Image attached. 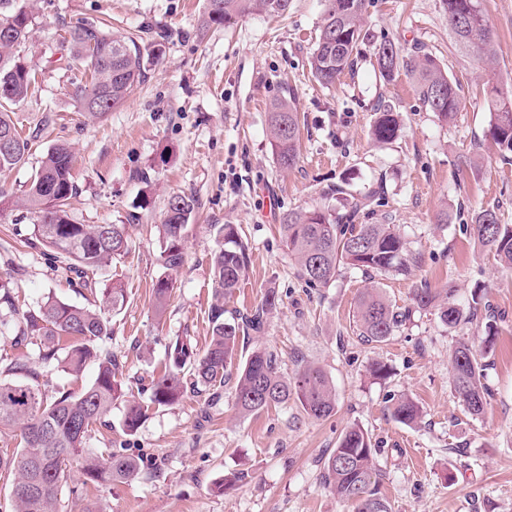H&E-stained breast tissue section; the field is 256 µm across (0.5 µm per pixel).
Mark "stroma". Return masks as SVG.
<instances>
[{
	"instance_id": "stroma-1",
	"label": "stroma",
	"mask_w": 512,
	"mask_h": 512,
	"mask_svg": "<svg viewBox=\"0 0 512 512\" xmlns=\"http://www.w3.org/2000/svg\"><path fill=\"white\" fill-rule=\"evenodd\" d=\"M206 0H36L37 25L21 49L36 74L27 98L13 105L22 134L37 133L26 163L0 182L27 185L41 157L59 142L73 153L78 195L73 217L82 224H128L130 251L96 279L122 280L123 309L112 315L103 349L120 361L126 394L149 399L148 386L165 359L170 337L204 348L212 303L211 227L236 224L250 257L246 276L224 305L249 313L267 288L281 301L263 335H246L238 357L257 345L278 354L285 372L315 363L336 389V412L315 420L296 403L243 416L231 387L186 391L175 404L152 406L134 434L122 431L116 402L87 439L91 448H121L141 462L139 474L90 485L65 512H352L323 479V461L344 427L356 424L379 448L381 493L392 512H512V270L473 238L475 210L496 208L512 224V153L487 136L488 84L512 86V0H482L495 33L494 67L458 53L448 36L443 0H367L370 40H393L405 53L422 46L461 86L453 124L425 109L407 72L380 82L370 60L331 86L312 75L310 56L325 0H292L280 17L249 15L229 26L198 30ZM111 21L145 46L146 77L128 100L99 120L85 117L77 88L80 67L61 57L69 30L85 19ZM170 37L161 54L149 46L154 29ZM294 92L300 157L281 171L268 137L270 103ZM400 112L403 130L373 145L369 132L381 102ZM474 155V169L458 167ZM383 184L375 221L402 225L425 261L408 277L374 283L398 306L409 305L421 281L455 289L467 304L481 289L496 315L494 353L485 382L492 397L483 415H470L448 371L455 345L480 349L479 324L448 327L438 316L415 314L386 342H364L353 324L356 298L367 283L343 271L330 287L299 281L283 249L282 213L323 203L336 186L367 192ZM182 192L197 201L184 243L183 266L162 319L152 311V286L163 274L158 226L167 199ZM30 220L0 208V277L10 279L19 309L53 295L80 304L76 276L56 253L26 245ZM388 365L374 379L373 362ZM422 409L418 425L393 420L401 397Z\"/></svg>"
}]
</instances>
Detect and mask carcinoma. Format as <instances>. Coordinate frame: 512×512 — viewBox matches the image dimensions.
Masks as SVG:
<instances>
[{
	"label": "carcinoma",
	"mask_w": 512,
	"mask_h": 512,
	"mask_svg": "<svg viewBox=\"0 0 512 512\" xmlns=\"http://www.w3.org/2000/svg\"><path fill=\"white\" fill-rule=\"evenodd\" d=\"M320 34L310 59L314 77L325 86L354 70L366 44L363 29L365 0H326ZM291 0H206L202 28L228 25L253 14L282 15ZM448 10V35L455 49L466 55L490 58L494 52L493 33L481 0H444ZM33 4L29 0H0V136L15 137V148L0 150V175L25 162L32 136L23 137L7 106L24 99L34 82L32 69L22 60L20 48L35 26ZM70 59L79 62L88 74L78 87L83 111L91 117L103 116L122 105L134 87L145 78L143 50L134 36L110 34L102 21H87L69 33ZM380 77L394 80L400 70L409 72L417 83L426 109L445 123L455 120L461 108L459 84L451 79L432 54H403L391 40L374 47ZM488 135L502 150L512 152V89L491 87L488 98ZM268 125L272 153L280 168L293 167L299 156V123L294 93L271 103ZM402 129L399 113L389 104L378 106L371 128L377 143L394 140ZM70 147L57 144L42 158L27 189L14 196L0 186V206L14 205L24 210L32 223L28 244L56 250L70 262L81 286L97 308L66 303L46 296L36 306L18 312V297L9 283L0 279V321L20 315L14 345L37 347L38 361L54 364L74 378L82 376L86 365L97 364L94 379L77 391L62 390L50 396L40 384V373L28 360L0 359V435L16 433V448L0 451V471L13 476L10 492L12 512H63L60 493L68 482L69 467L77 463L83 479L72 484L69 493L82 498L88 484L112 483L138 475L140 464L134 457L114 449L106 454L86 447L94 422L112 410L124 396L116 379L117 356L99 347L112 333L106 311L123 308L126 296L122 284L102 285L89 280L88 273L110 265L129 253L128 225L78 224L70 216L77 186L72 176ZM383 199L382 187L350 196L340 213L328 206L291 210L280 218V231L288 257L301 282L308 288H327L343 270L357 269L376 276H408L421 265L422 254L410 247V240L398 224H370L374 205ZM195 201L184 194L168 198L159 225L160 261L165 269L153 287V309L162 318L171 299L173 273L183 265L184 232L192 217ZM477 243L494 252L501 265L512 268V225L500 222L493 209H481L471 217ZM213 232L221 240L212 257L214 303L209 314L210 336L203 350L190 341L173 337L166 360L150 382V403L170 405L187 385L198 391L220 388L235 376L234 403L242 415L258 414L273 405L292 400L315 419H325L336 409V391L326 372L307 364L293 373L281 372L278 355L264 347L255 348L247 358L233 365L241 326L261 334L277 308L278 293L268 289L261 304L250 314L227 320L224 299L233 296L245 274L249 256L236 224H215ZM437 311L448 327L486 319L482 352L466 343L455 347L449 357L454 389L467 411L478 416L487 405L489 390L483 383L486 359L494 350V312L483 297L472 295L468 309L457 303L452 288H432L423 281L412 294V305L402 309L378 287L359 294L355 319L358 336L368 343H382L417 312ZM141 403L128 405L123 427L131 435L146 417ZM398 422L411 425L420 417L419 406L403 398L393 407ZM379 449L367 431L350 425L340 434L336 448L324 460L327 486L354 512H392L389 501L378 489Z\"/></svg>",
	"instance_id": "obj_1"
}]
</instances>
